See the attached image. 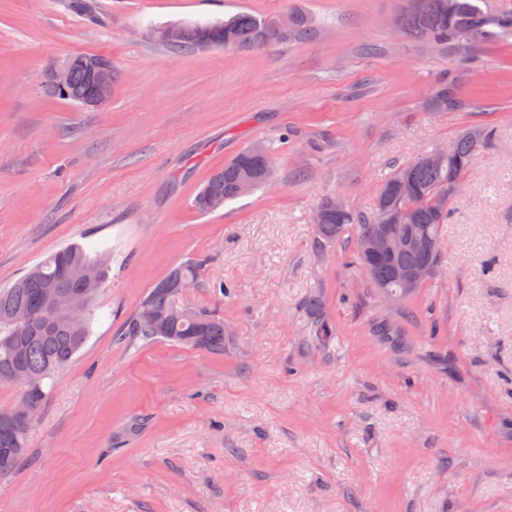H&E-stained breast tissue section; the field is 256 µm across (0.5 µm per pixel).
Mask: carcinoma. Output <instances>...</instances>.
<instances>
[{"mask_svg":"<svg viewBox=\"0 0 512 512\" xmlns=\"http://www.w3.org/2000/svg\"><path fill=\"white\" fill-rule=\"evenodd\" d=\"M398 26L413 42L440 53L470 61L475 48L502 35L512 36V12L490 13L480 0H405ZM292 18L287 28L280 16L258 17L238 13L224 21L175 26L176 36L159 40L180 51L210 47L224 50L266 51L307 38L316 33L313 17L305 10L289 8ZM86 56L71 58L70 84L61 93L47 69L42 91L80 102L89 88ZM460 95L456 81L441 76L427 101L431 112H446L448 92ZM490 140L483 128L463 131L455 141L452 155L438 160L435 149L419 154L389 174L381 184L379 202L373 211L360 213L350 207L336 209V197L324 198L318 206L320 221L314 224V248L318 252L344 236L359 242L370 225L383 224L392 237H402L414 229L434 243L428 251L407 249L391 260H377L366 274L370 287L383 286L396 292L402 285L395 279L397 268L425 267L435 275L441 266L439 243L444 224L453 213L455 198L448 185L469 173L479 148ZM275 159L269 146L253 144L224 166L213 170L196 195L193 206L201 214L212 213L224 204L241 198V179H253V190L270 185ZM105 257H92L78 244L51 252L11 285L0 288V385H17L20 400L27 401V414L13 416L0 408V478L14 474L28 455V436L38 419L55 382L56 374L67 366L87 342L95 300L105 282ZM201 266L190 259L173 268L145 294L138 308L122 323L116 342L128 346L167 342L171 345L224 353V314L217 307L188 309L180 306V285L200 281ZM81 293L85 297L83 315L71 322L48 310L49 291ZM310 336L324 342L336 335L332 323L323 316L319 297L306 302Z\"/></svg>","mask_w":512,"mask_h":512,"instance_id":"1","label":"carcinoma"}]
</instances>
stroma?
Listing matches in <instances>:
<instances>
[{
  "instance_id": "obj_1",
  "label": "stroma",
  "mask_w": 512,
  "mask_h": 512,
  "mask_svg": "<svg viewBox=\"0 0 512 512\" xmlns=\"http://www.w3.org/2000/svg\"><path fill=\"white\" fill-rule=\"evenodd\" d=\"M98 3L94 23L62 0H0V287L71 243L112 256L0 512H512V37L467 65L402 35L400 0ZM288 4L317 19L314 38L176 53L153 36ZM82 54L118 72L105 107L40 90ZM448 71L463 105L428 111ZM478 126L495 137L408 314L367 288L348 239L316 256L325 197L371 211L393 166ZM257 142L274 147L271 187L197 213L209 173ZM190 257L203 283L184 305L235 290L223 354L117 345ZM314 291L326 346L304 330Z\"/></svg>"
}]
</instances>
